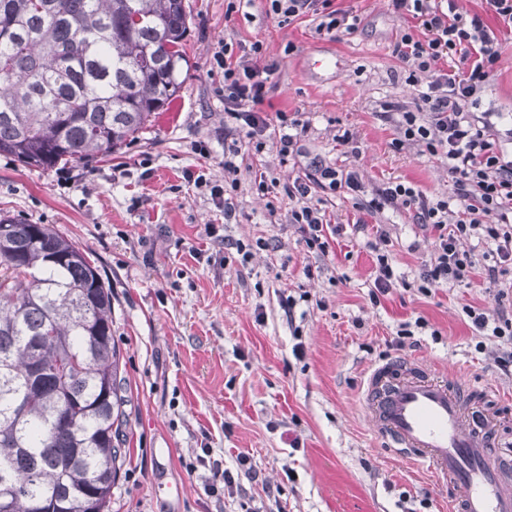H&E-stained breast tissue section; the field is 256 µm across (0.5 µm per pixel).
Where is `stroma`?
Here are the masks:
<instances>
[{
  "label": "stroma",
  "mask_w": 512,
  "mask_h": 512,
  "mask_svg": "<svg viewBox=\"0 0 512 512\" xmlns=\"http://www.w3.org/2000/svg\"><path fill=\"white\" fill-rule=\"evenodd\" d=\"M181 85L137 138L91 164L43 170L0 155V216L47 224L97 266L112 291V339L120 352L126 458L112 489L111 512H442L448 497L422 469L394 458L376 438L360 403L367 369L399 358L427 364L441 379L495 389L474 397L512 445V371L497 359L504 344L477 338L467 306L491 311L512 303L483 268L470 284L417 289L434 257L432 235L407 209L385 210L368 226L350 200L326 193L321 206L342 230L328 254L308 248L290 220L289 182L318 162L356 168L366 190L412 184L437 200L451 184L444 159L414 146L395 151L384 103L411 104L394 45L403 26L386 0H333L363 21L339 40L315 34L305 17L279 26L266 0L227 14L226 0H185ZM499 31L500 61L481 110L512 114V31L483 0H459ZM262 42L278 63L263 108L307 121L302 150L281 165L279 134L266 133L262 156L246 149L244 130L225 128L220 40ZM351 132L359 156L337 137ZM240 145L236 217L225 223L210 188L224 184V150ZM277 178V195L257 194L252 169ZM206 179L200 187L187 173ZM215 235H208L207 225ZM387 225L388 252L404 280L380 301L374 282L373 227ZM418 251H408L411 240ZM265 241L242 261L233 244ZM296 297L285 311L286 297ZM425 328L399 338L402 322ZM305 353L295 356V344ZM235 479L210 488L212 461Z\"/></svg>",
  "instance_id": "obj_1"
}]
</instances>
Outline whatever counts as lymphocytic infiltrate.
Here are the masks:
<instances>
[{
	"mask_svg": "<svg viewBox=\"0 0 512 512\" xmlns=\"http://www.w3.org/2000/svg\"><path fill=\"white\" fill-rule=\"evenodd\" d=\"M268 2L280 25L313 14L317 33L336 40L355 33L361 24L358 14L333 7L332 0ZM388 7L405 21L394 51L409 66L405 81L416 96L413 106L395 107L381 117L398 132L395 148L417 144L447 161L452 194L431 202L412 185L390 182L368 196L356 171L321 164L289 184L288 196L296 201L291 220L307 246L325 254L337 227L327 221L324 210L312 205L316 191L350 195L354 208L369 216L408 207L416 223L433 234L435 258L419 271L420 292L470 283L476 262L468 243L474 238L493 242L496 263L486 276L496 280L512 266V155L494 136L501 113L478 114L467 111L466 105L485 91L500 60L498 34L480 14L460 11L458 0H388ZM214 60L224 71L225 121L246 129L255 154L263 153L265 134L274 127L282 131L276 145L280 160L297 154L305 124L288 113L262 108L266 83L278 67L267 60L262 43L246 47L221 42ZM464 313L478 335L510 342L499 364L511 369L512 316L470 306Z\"/></svg>",
	"mask_w": 512,
	"mask_h": 512,
	"instance_id": "f902f5d3",
	"label": "lymphocytic infiltrate"
}]
</instances>
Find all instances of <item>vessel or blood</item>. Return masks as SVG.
<instances>
[{
    "instance_id": "obj_1",
    "label": "vessel or blood",
    "mask_w": 512,
    "mask_h": 512,
    "mask_svg": "<svg viewBox=\"0 0 512 512\" xmlns=\"http://www.w3.org/2000/svg\"><path fill=\"white\" fill-rule=\"evenodd\" d=\"M471 386L441 382L420 362L370 366L361 400L376 435L401 461L448 487V512H512V451L471 409Z\"/></svg>"
}]
</instances>
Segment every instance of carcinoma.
<instances>
[{
  "label": "carcinoma",
  "instance_id": "cac0c4a2",
  "mask_svg": "<svg viewBox=\"0 0 512 512\" xmlns=\"http://www.w3.org/2000/svg\"><path fill=\"white\" fill-rule=\"evenodd\" d=\"M185 0H0V155L44 170L135 139L174 98ZM112 294L47 224L0 218V512H110L123 463Z\"/></svg>",
  "mask_w": 512,
  "mask_h": 512
}]
</instances>
